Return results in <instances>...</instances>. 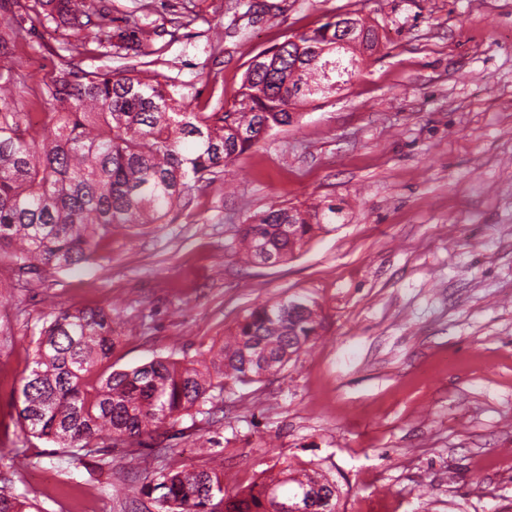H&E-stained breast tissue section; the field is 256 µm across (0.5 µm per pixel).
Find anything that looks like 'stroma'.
Wrapping results in <instances>:
<instances>
[{"instance_id":"obj_1","label":"stroma","mask_w":512,"mask_h":512,"mask_svg":"<svg viewBox=\"0 0 512 512\" xmlns=\"http://www.w3.org/2000/svg\"><path fill=\"white\" fill-rule=\"evenodd\" d=\"M138 53L83 54L66 20L0 49L38 86L65 65L150 63L190 108L232 102L249 59L356 11L380 47L354 83L229 163L188 208L113 236L96 262L16 281L0 266V493L38 512H161L135 486L221 464L234 491L317 468L340 512H512V0H94ZM343 210L293 258L244 263L239 229L270 207ZM315 300L316 338L282 372L214 392L224 417L160 426L88 463L17 413L55 308L111 310L123 370L200 360L255 306Z\"/></svg>"}]
</instances>
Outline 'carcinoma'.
<instances>
[{"mask_svg":"<svg viewBox=\"0 0 512 512\" xmlns=\"http://www.w3.org/2000/svg\"><path fill=\"white\" fill-rule=\"evenodd\" d=\"M44 0H0L15 24L0 31L5 47L23 33L55 21ZM73 30L93 29L81 41L93 55L112 43V19L88 0H57ZM336 15L263 49L250 58L230 106L187 110L182 86L170 77L135 67L121 71L60 69L45 83L48 112H23L27 91L18 77L0 74V262L19 275L90 263L118 229L156 224L192 204L218 170L250 150L266 130L289 125L291 107L329 98L323 86L347 84L360 74L351 55L338 56ZM151 32L139 26L124 50L138 51ZM336 223V205L270 209L249 221L240 244L248 258L286 261L318 231ZM265 302L239 321L230 339L209 359L168 358L125 370L104 365L116 339L103 308H58L38 339L34 366L21 389L18 416L28 432L83 458L101 453L94 441L152 436L160 424L195 411L209 416V393L224 380L246 383L280 372L288 354L301 352L319 325L315 304L294 296ZM287 502L304 492L314 504L336 505V482L311 472L224 492V473L212 469H162L142 485L162 512H272L267 491ZM32 504L0 494V512H29Z\"/></svg>","mask_w":512,"mask_h":512,"instance_id":"cac0c4a2","label":"carcinoma"}]
</instances>
